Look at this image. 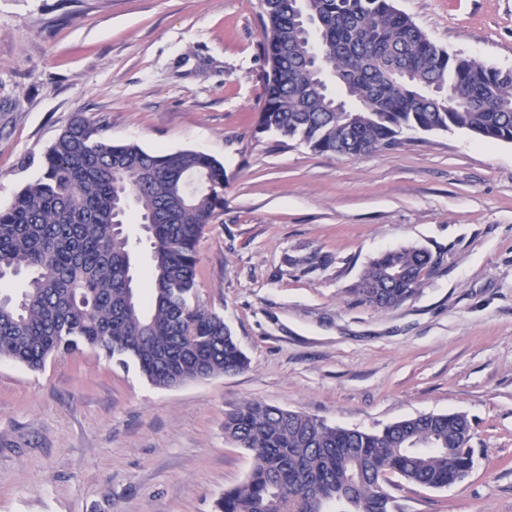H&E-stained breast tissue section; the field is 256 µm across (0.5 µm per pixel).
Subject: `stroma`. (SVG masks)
Masks as SVG:
<instances>
[{
  "label": "stroma",
  "instance_id": "obj_1",
  "mask_svg": "<svg viewBox=\"0 0 512 512\" xmlns=\"http://www.w3.org/2000/svg\"><path fill=\"white\" fill-rule=\"evenodd\" d=\"M449 53L512 68V0H395ZM260 0H0V208L42 174L75 114L115 143L224 165L196 303L223 316L240 373L177 388L85 351L0 360V512H212L253 457L224 415L255 400L377 432L465 414L473 468L392 512H512V142L407 132L366 158L257 130ZM439 265L403 305L352 288L381 252Z\"/></svg>",
  "mask_w": 512,
  "mask_h": 512
}]
</instances>
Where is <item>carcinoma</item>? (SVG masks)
I'll return each mask as SVG.
<instances>
[{
  "instance_id": "obj_1",
  "label": "carcinoma",
  "mask_w": 512,
  "mask_h": 512,
  "mask_svg": "<svg viewBox=\"0 0 512 512\" xmlns=\"http://www.w3.org/2000/svg\"><path fill=\"white\" fill-rule=\"evenodd\" d=\"M263 10L262 53L274 67L260 131L355 158L402 145L408 131L512 142V69L449 53L393 0H308L326 51L316 69L291 0H263ZM332 85L359 106L336 112ZM104 132L75 116L44 153L41 177L0 209V271L25 281L19 296L0 295V358L36 371L97 350L160 388L244 370L224 318L191 303L199 242L224 208V165L194 150L114 144ZM131 214L150 243L146 301ZM436 266L423 248L390 250L351 292L396 308ZM467 424L462 413H433L370 433L247 401L225 414L224 435L254 453V466L216 512H391L390 476L443 489L467 472Z\"/></svg>"
}]
</instances>
